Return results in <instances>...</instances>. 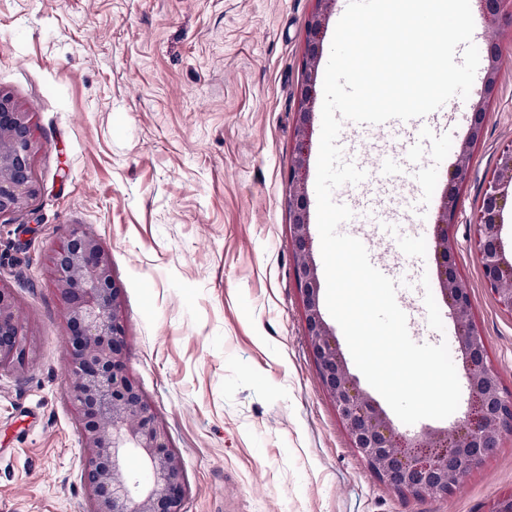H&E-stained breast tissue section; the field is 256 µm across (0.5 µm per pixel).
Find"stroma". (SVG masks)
Wrapping results in <instances>:
<instances>
[{
  "label": "stroma",
  "mask_w": 512,
  "mask_h": 512,
  "mask_svg": "<svg viewBox=\"0 0 512 512\" xmlns=\"http://www.w3.org/2000/svg\"><path fill=\"white\" fill-rule=\"evenodd\" d=\"M314 0H0V91L32 112L38 195L0 218V282L31 350L0 373V512H89L65 374L67 330L49 260L73 227L97 237L123 290L128 369L183 458V512H491L512 494V433L450 493L399 492L354 448L308 346L293 276L288 172ZM501 80L459 187L452 266L487 361L512 395V313L481 274L474 223L512 146V0L474 17ZM361 141L370 161L408 144L426 183L376 182L381 224L340 226L386 262L418 343L464 363L440 291L433 227L467 124ZM426 207L424 227L413 220Z\"/></svg>",
  "instance_id": "obj_1"
}]
</instances>
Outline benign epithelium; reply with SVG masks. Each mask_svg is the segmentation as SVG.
I'll return each instance as SVG.
<instances>
[{"label": "benign epithelium", "instance_id": "7a95c632", "mask_svg": "<svg viewBox=\"0 0 512 512\" xmlns=\"http://www.w3.org/2000/svg\"><path fill=\"white\" fill-rule=\"evenodd\" d=\"M315 2L303 56L296 158L288 174L293 275L301 294L308 344L353 446L372 470L395 489L447 494L466 469L496 446L503 433L512 432V396H504L488 365L484 341L473 322L469 288L448 272V233L456 224L457 188L471 171L474 147L484 135L487 106L498 91L499 47L493 41L486 45L480 97L472 106L468 135L455 151L434 225L440 290L457 325L470 403L450 432L411 437L398 432L377 402L360 388L322 313L310 233L308 146L323 34L336 0ZM36 146L31 113L0 92V218L27 209L36 195ZM509 208L512 148L499 155L477 216V248L485 283L500 308L512 312V255L506 254L502 239ZM51 275L71 333L66 372L86 458L84 489L90 512H182V458L171 446L167 426L152 400L128 372L123 292L113 278L109 252L96 237L76 227L55 251ZM28 352L18 303L12 289L0 283V371L23 368ZM130 450L144 462L142 477L124 467Z\"/></svg>", "mask_w": 512, "mask_h": 512}]
</instances>
